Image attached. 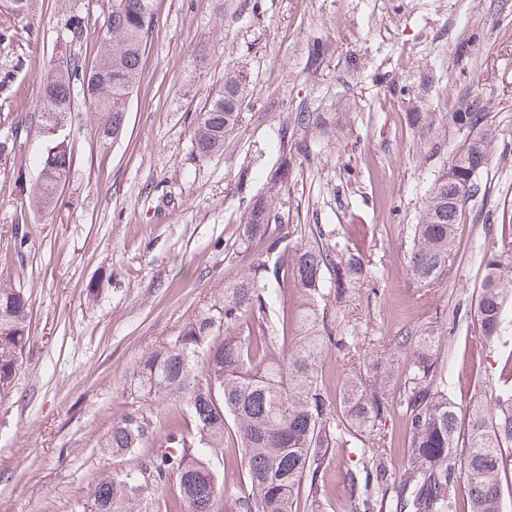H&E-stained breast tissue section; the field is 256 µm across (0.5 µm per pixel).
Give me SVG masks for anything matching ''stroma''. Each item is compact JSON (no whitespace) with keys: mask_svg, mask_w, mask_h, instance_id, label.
I'll return each mask as SVG.
<instances>
[{"mask_svg":"<svg viewBox=\"0 0 512 512\" xmlns=\"http://www.w3.org/2000/svg\"><path fill=\"white\" fill-rule=\"evenodd\" d=\"M111 0H37V29L0 6V279L30 293V343L0 397V512H93L90 483L134 465L99 442L136 399L141 357L225 282L254 262L241 216L280 165L288 167L267 238L302 225L318 243L363 254L369 271L351 310L328 299L327 322L396 366L408 330L440 336L439 372L467 410L498 393L512 353L503 336L472 348L484 260L512 235V0H155L152 32L122 138L102 147L89 98L75 99L76 146L54 212L27 205L49 142L33 117L40 81L63 57L93 66ZM86 25L72 40L71 13ZM249 89L221 152L199 157L193 125L225 74ZM489 112L499 147L457 226L448 280L423 288L408 272L412 229L432 183L466 131L455 112ZM316 112L333 135L308 134V155L284 157L280 134ZM435 119L427 128L413 113ZM27 235L14 248V228ZM359 448H336L319 478L323 512H352Z\"/></svg>","mask_w":512,"mask_h":512,"instance_id":"stroma-1","label":"stroma"}]
</instances>
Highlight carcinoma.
<instances>
[{
    "label": "carcinoma",
    "mask_w": 512,
    "mask_h": 512,
    "mask_svg": "<svg viewBox=\"0 0 512 512\" xmlns=\"http://www.w3.org/2000/svg\"><path fill=\"white\" fill-rule=\"evenodd\" d=\"M154 0H112L105 51L92 68L71 57L43 80L44 109L38 128L65 126V137L51 143L41 160V178L30 188L28 204L41 213L57 206V189L70 173L74 135L68 127L76 86L96 106L99 141L119 140L125 130L128 98L154 23ZM247 87L238 75L198 113L193 139L207 156L224 146V134L237 124ZM473 138H465L433 181L420 221L414 225L409 274L423 288L448 280L453 266L461 194L481 192L480 175L496 150L489 113L477 108L454 113ZM323 123L298 112L297 154L309 153L307 133ZM280 186L248 208L243 234H266ZM367 276L360 253L321 246L294 228L271 240L266 258L225 283L224 294L206 304L177 335L146 353L136 369V388L146 401L167 405L164 434L143 411L131 408L112 422L101 447L112 456L141 448L152 458L139 467L101 476L91 483L95 512H134L143 483L175 480L182 512H224V482L215 459L224 450L241 451L246 489L235 495V512H321L318 474L330 465L334 448L354 439L364 449L363 482L350 477L354 512H502V475L512 470V391L473 400L468 419L437 380V336L413 332L394 345L412 351L404 392L394 401L391 364L362 351L358 339L333 333L320 303L333 296L347 304L355 284ZM298 288L304 303L296 321L297 341L288 344V311L268 318L278 297ZM512 299V241L505 238L485 264L472 345L484 348L499 338L504 310ZM29 296L20 285L0 280V394L13 383L30 341ZM336 349L347 367L342 388L331 398L319 376L324 353ZM402 408L412 452L395 468L388 461L382 427Z\"/></svg>",
    "instance_id": "1"
}]
</instances>
